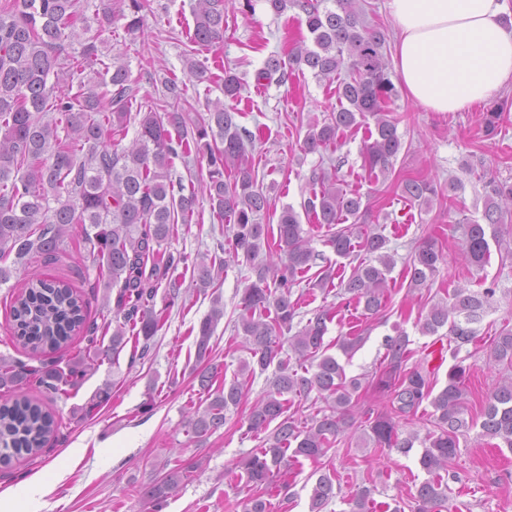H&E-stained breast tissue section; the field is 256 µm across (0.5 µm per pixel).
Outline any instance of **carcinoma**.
I'll return each mask as SVG.
<instances>
[{"label":"carcinoma","mask_w":512,"mask_h":512,"mask_svg":"<svg viewBox=\"0 0 512 512\" xmlns=\"http://www.w3.org/2000/svg\"><path fill=\"white\" fill-rule=\"evenodd\" d=\"M277 14L292 5L305 14L312 46L296 44L288 60L269 57L257 73V80H288L293 66H305L315 78H328L345 68L348 79L338 87L346 104L322 120L308 124L304 150L320 152L336 144L346 129L374 121V129L362 149L363 167L378 176L393 168L402 149L398 120L388 105L398 96L383 53L386 36L361 19L360 0H266ZM243 15L252 12V0H195L194 28L190 43L196 54L224 38L226 6ZM147 0H102L96 34L82 44L81 51L67 54L73 41L91 30L79 0H0V284L13 272L26 269L35 256L57 255L72 227L81 228L83 245L99 270L107 276L104 287L117 289L109 343L85 327L83 299L64 281H48L36 273L27 274L23 291L11 306L17 339L34 352L51 353L69 345L85 333L87 355L68 360L66 368L56 361L31 369L22 362L0 358V464L15 457L36 455L55 432V416L29 395L33 387L60 390L75 387L99 363L118 364L128 343L127 332L143 338L140 356L147 355L150 341L162 327L166 309H155L158 288H168L170 298L178 297L179 268H193L196 285L213 288L228 262L247 265L255 280L244 288L242 312L234 322L236 335L248 357L240 360L238 377L222 388H213L222 367L212 362L210 341L224 317V307L214 299L211 311L200 321L196 334V361L205 364L198 373L206 392L207 405L192 408L184 421L185 431L203 439L224 426L225 413L243 397L241 377H253L276 366L269 389L252 405L245 423L256 435L275 425L266 446L240 459L235 468L246 476L243 512H270L274 475H285L302 460L314 463L326 457L339 436L352 426L353 395L362 388L358 377H347L344 366L328 354L334 346L351 358L364 341L362 336L339 339L332 346L324 342L330 313L318 310L298 330H293L300 298L296 287L315 264L318 254L302 228L297 212L290 206L281 212L278 224L263 222L270 203L249 156L252 134L239 126L234 108L217 99L206 100L202 112L179 108L183 88L174 78L163 81L168 109L159 113L131 112L135 94L129 72L123 65L105 67L110 86L107 97L85 88L73 87V78L87 64L98 60L97 41L112 34L121 24L129 35L141 31ZM224 96L235 100L243 89L240 79L229 71L221 78ZM138 116L137 135L121 146L132 116ZM190 157L206 161L208 182L203 192L212 217L230 225L232 237L228 259L219 261L207 254L190 258L181 251L164 247L175 224L192 223L197 212V193H184L182 182H173L174 159ZM339 166L312 177L320 189L304 201L317 228L326 229L324 242L337 256L348 258L354 248L376 255L377 264L359 262L347 280L340 281L348 302L363 306L372 318L384 308L387 275L395 266L388 252L389 240L380 233L355 235L365 217L362 197L341 186ZM483 222L460 224L463 251L468 262L482 270L490 256L489 240L501 241L502 214L512 206V183L489 179ZM402 196L418 207L430 206L436 196L434 185L411 179L401 185ZM351 224H346L348 219ZM360 238L359 245L352 239ZM277 249L262 252L268 242ZM153 261L146 270L147 261ZM443 261L433 240L419 244L407 265L409 287L427 288ZM495 289L481 293L457 288L452 302L433 304L419 321L423 335H435L448 327L454 364L448 381L439 391L435 371L422 363L407 366L409 336L401 330L384 339L387 364L367 386L386 395L390 412L367 419L361 435L364 444L395 449L407 454L420 443L419 464L429 478L413 495L415 512H442L448 500V483L456 479L450 464L459 449V437L475 425L465 417L466 372L462 348L476 339L471 324ZM291 354L282 356L283 341ZM489 360L512 368V328H504L493 340ZM303 373H298V370ZM317 391L327 403L320 415L306 424L288 414L291 393L306 396ZM111 398V384L99 388L79 412L86 414ZM433 407L434 430L424 438L415 433L400 437L394 417L415 415L425 401ZM481 436L501 440L512 449V377L500 379L490 393L480 424ZM201 467L190 458L170 465L160 464L163 474L139 486L138 494L146 512H161L185 482ZM336 475H318L310 494V512L323 509L336 497Z\"/></svg>","instance_id":"cac0c4a2"}]
</instances>
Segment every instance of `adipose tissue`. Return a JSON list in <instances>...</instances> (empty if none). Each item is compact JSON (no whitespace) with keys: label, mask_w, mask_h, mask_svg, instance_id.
Wrapping results in <instances>:
<instances>
[{"label":"adipose tissue","mask_w":512,"mask_h":512,"mask_svg":"<svg viewBox=\"0 0 512 512\" xmlns=\"http://www.w3.org/2000/svg\"><path fill=\"white\" fill-rule=\"evenodd\" d=\"M507 0H388L397 30L394 69L431 112H463L512 83Z\"/></svg>","instance_id":"1"}]
</instances>
